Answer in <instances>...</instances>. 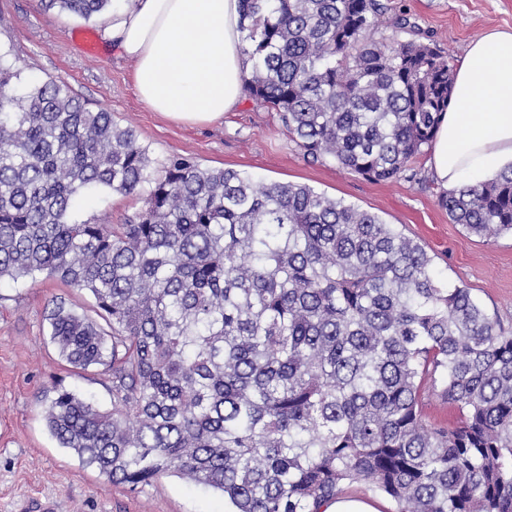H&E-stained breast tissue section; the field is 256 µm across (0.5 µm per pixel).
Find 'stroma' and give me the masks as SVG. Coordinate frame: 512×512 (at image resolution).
I'll return each mask as SVG.
<instances>
[{
  "label": "stroma",
  "mask_w": 512,
  "mask_h": 512,
  "mask_svg": "<svg viewBox=\"0 0 512 512\" xmlns=\"http://www.w3.org/2000/svg\"><path fill=\"white\" fill-rule=\"evenodd\" d=\"M387 20L376 39H404L392 18L406 13L460 65L472 41L491 29L512 30V0H381ZM108 14L86 21L44 0H0V51L16 59L37 84L64 80L92 110L110 112L133 128L155 162L179 154L212 168L234 169L261 181L306 184L378 214L420 241L439 278L467 286L512 332V237L488 242L450 223L438 203L443 188L430 153L417 156L409 175L373 183L338 169L332 160L308 162L278 113L251 99L212 124L171 123L139 99L134 65L108 49L102 36ZM138 195L108 190L81 193L74 217L120 224L139 211ZM94 315L93 297L41 273L0 282V512H225L220 492L176 476L132 490L115 485L59 447L43 417V398L61 385L102 411L112 408V378L100 367L72 369L50 340L46 315L53 300Z\"/></svg>",
  "instance_id": "35a3bbf8"
}]
</instances>
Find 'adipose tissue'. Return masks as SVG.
I'll use <instances>...</instances> for the list:
<instances>
[{"mask_svg":"<svg viewBox=\"0 0 512 512\" xmlns=\"http://www.w3.org/2000/svg\"><path fill=\"white\" fill-rule=\"evenodd\" d=\"M105 37L134 63L140 99L172 122L208 125L242 102L251 61L238 0H113ZM430 166L448 189L512 167V31L493 30L469 45Z\"/></svg>","mask_w":512,"mask_h":512,"instance_id":"1","label":"adipose tissue"}]
</instances>
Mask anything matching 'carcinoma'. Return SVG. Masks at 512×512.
<instances>
[{"label":"carcinoma","instance_id":"carcinoma-1","mask_svg":"<svg viewBox=\"0 0 512 512\" xmlns=\"http://www.w3.org/2000/svg\"><path fill=\"white\" fill-rule=\"evenodd\" d=\"M86 20L112 0H45ZM243 89L304 156L402 178L448 111L454 67L429 35L372 37L379 0H240ZM94 188L139 194L123 224L72 218ZM455 224L512 236V169L439 196ZM45 272L100 320L52 301L74 369L112 372V411L62 386L50 434L132 489L177 475L235 512H320L361 484L394 512H512V334L417 240L306 184L173 154L66 82L22 85L0 55V281ZM455 409L422 420L427 382Z\"/></svg>","mask_w":512,"mask_h":512}]
</instances>
